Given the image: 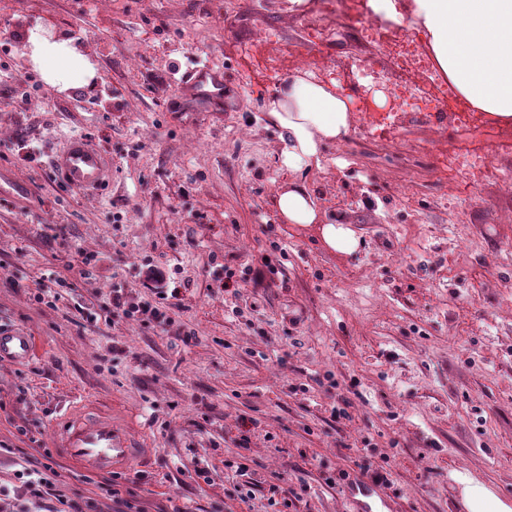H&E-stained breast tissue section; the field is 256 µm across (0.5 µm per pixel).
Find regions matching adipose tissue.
I'll use <instances>...</instances> for the list:
<instances>
[{
	"label": "adipose tissue",
	"instance_id": "1",
	"mask_svg": "<svg viewBox=\"0 0 512 512\" xmlns=\"http://www.w3.org/2000/svg\"><path fill=\"white\" fill-rule=\"evenodd\" d=\"M378 16L423 28L435 62L459 98L497 123L512 122V0H407L397 13L394 0H368ZM28 55L51 87L61 90L91 78L85 55L66 41L33 32ZM282 132L280 164L290 177L276 190L275 204L289 224H316L325 245L349 254L358 239L349 224L324 221L299 175L320 168L325 144L343 141L351 128V100L303 71L289 78L266 106Z\"/></svg>",
	"mask_w": 512,
	"mask_h": 512
}]
</instances>
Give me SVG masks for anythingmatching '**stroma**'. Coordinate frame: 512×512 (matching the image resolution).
<instances>
[{
	"mask_svg": "<svg viewBox=\"0 0 512 512\" xmlns=\"http://www.w3.org/2000/svg\"><path fill=\"white\" fill-rule=\"evenodd\" d=\"M364 21L334 15L312 40L291 0H0V327L37 342L30 363L0 365V448L50 450L90 512L113 508L98 476L53 449L85 400L152 448L121 479L142 512H356L347 479L368 471L387 475L392 512H467L464 476L512 504V141L398 106L429 77L360 39ZM32 31L78 46L89 83L50 87ZM205 62L224 71L223 106L179 83ZM357 63L385 79L353 77ZM302 70L396 117L385 139L356 123L304 175L355 231L350 254L273 204L288 173L264 105ZM73 134L110 155L106 195L54 175ZM448 152L491 153L496 174L468 187ZM148 262L179 290L173 326L107 319L113 289L150 296ZM56 274L61 299L37 302Z\"/></svg>",
	"mask_w": 512,
	"mask_h": 512,
	"instance_id": "35a3bbf8",
	"label": "stroma"
}]
</instances>
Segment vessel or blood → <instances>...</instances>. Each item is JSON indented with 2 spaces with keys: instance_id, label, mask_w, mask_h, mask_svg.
Masks as SVG:
<instances>
[{
  "instance_id": "obj_1",
  "label": "vessel or blood",
  "mask_w": 512,
  "mask_h": 512,
  "mask_svg": "<svg viewBox=\"0 0 512 512\" xmlns=\"http://www.w3.org/2000/svg\"><path fill=\"white\" fill-rule=\"evenodd\" d=\"M196 95L219 99L224 95V72L203 64L182 77ZM52 167L61 183L76 192H104L112 181L107 155L84 136L67 139L52 158ZM36 354L34 336L0 328V362L23 365ZM59 446L63 455L81 469L94 473H111L124 469L140 453L128 431L107 414H90L86 410L67 412L60 431ZM357 496L358 512H375L381 489L374 481L355 480L350 487Z\"/></svg>"
}]
</instances>
